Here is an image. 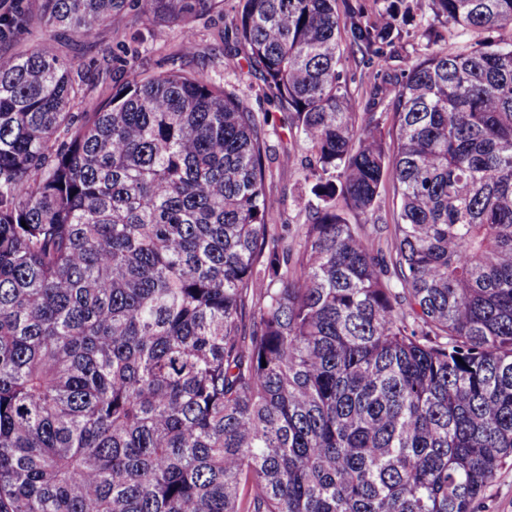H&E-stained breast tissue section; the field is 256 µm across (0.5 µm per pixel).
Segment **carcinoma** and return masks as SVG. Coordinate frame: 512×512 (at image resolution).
<instances>
[{
	"mask_svg": "<svg viewBox=\"0 0 512 512\" xmlns=\"http://www.w3.org/2000/svg\"><path fill=\"white\" fill-rule=\"evenodd\" d=\"M126 2L0 0V512H473L512 461V42L408 59L389 144L341 66L384 61L397 13L241 0L321 201L279 247L268 116L184 69L223 0H144L181 44L103 102L12 52ZM430 8L512 27V0ZM50 36H54V32L45 28H34L30 31L20 33L15 40V49L20 53H29L44 43L49 42Z\"/></svg>",
	"mask_w": 512,
	"mask_h": 512,
	"instance_id": "1",
	"label": "carcinoma"
}]
</instances>
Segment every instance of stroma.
Returning a JSON list of instances; mask_svg holds the SVG:
<instances>
[{"label":"stroma","mask_w":512,"mask_h":512,"mask_svg":"<svg viewBox=\"0 0 512 512\" xmlns=\"http://www.w3.org/2000/svg\"><path fill=\"white\" fill-rule=\"evenodd\" d=\"M237 10L238 0H224L222 14L196 23L197 52L186 59L185 66L190 70H208L214 81L235 90L251 111L268 113L266 188L281 200L280 209L271 221L278 228L294 229L307 223L318 204L305 179L310 154L294 146L283 124L284 114L269 97L263 78L247 64L232 66V59L239 56L232 34ZM181 38L180 26L152 23L145 15L143 0H128L127 8L113 17L111 25L95 41L74 44L63 35L54 36L49 30L34 28L17 36L15 49L28 53L47 41H54L61 56L79 65L91 96L104 100L124 87L135 70L165 71L167 58ZM466 41V36L449 27L444 18L424 7L418 9L415 21L405 28L402 39L386 48L384 64L368 62L361 54L350 52L346 55L343 76L350 91L360 99L371 87H378L380 103L385 106L398 90L406 59L425 53L431 44L454 49Z\"/></svg>","instance_id":"stroma-1"}]
</instances>
